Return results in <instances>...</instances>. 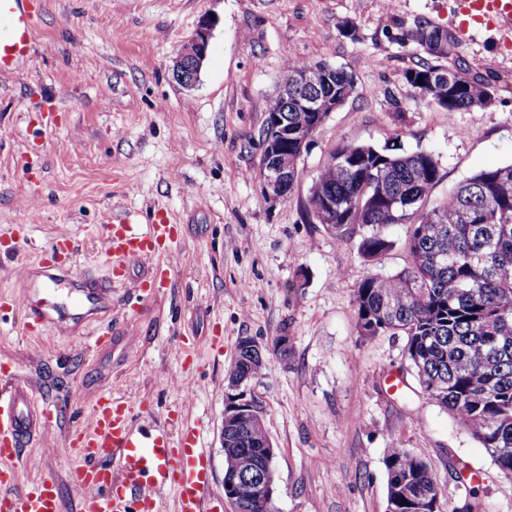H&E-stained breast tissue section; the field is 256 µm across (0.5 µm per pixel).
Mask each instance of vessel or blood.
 <instances>
[{
	"mask_svg": "<svg viewBox=\"0 0 512 512\" xmlns=\"http://www.w3.org/2000/svg\"><path fill=\"white\" fill-rule=\"evenodd\" d=\"M453 19L460 30L490 33L503 48L512 47V0H455ZM36 19L29 0H0V76L29 53ZM177 227L162 211L146 224L115 216L104 226L102 249L112 258L114 283L131 284L137 299H150L170 275L177 244ZM67 236L57 237L42 249L39 263L50 282L76 284L61 256H74ZM139 256L150 259L149 273L128 281L126 263ZM20 314L24 334L37 335L50 318L39 298L23 303L0 302V314ZM51 412L38 408L25 389L13 386L0 391V512H60L56 486L44 477L25 488L17 486L16 460L25 444L39 438ZM73 445L82 463L75 476L79 512H160V494L174 490L178 512H222L217 499L208 497L212 470L202 429L185 426L179 440L156 434L138 438L134 421L123 399L106 395L93 406L86 426L76 429Z\"/></svg>",
	"mask_w": 512,
	"mask_h": 512,
	"instance_id": "1",
	"label": "vessel or blood"
}]
</instances>
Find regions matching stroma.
<instances>
[{
    "instance_id": "stroma-1",
    "label": "stroma",
    "mask_w": 512,
    "mask_h": 512,
    "mask_svg": "<svg viewBox=\"0 0 512 512\" xmlns=\"http://www.w3.org/2000/svg\"><path fill=\"white\" fill-rule=\"evenodd\" d=\"M449 0H30L33 47L0 76V297L42 288L54 320L40 335L0 322V360L32 401L56 411L25 447L20 484L53 476L61 512H77L75 427L96 401L126 398L137 428L177 437L202 426L224 496V385L240 337L266 349L254 383L273 442L277 512H386L392 446L424 459L449 512L479 498L512 512V478L448 413L430 404L405 339L363 341L353 295L368 268L354 244L308 221L305 201L332 147L394 143L439 160L435 198L480 170L512 163V59L486 33L456 34L449 63L496 86L484 107L450 113L405 80L426 53L406 35L447 27ZM213 21L193 89L172 64L202 18ZM323 61L355 90L298 163L287 201L260 192L261 130L284 67ZM166 212L178 257L154 297L110 287L98 247L109 214ZM77 245L73 270L102 301L72 317L68 290L40 284L39 250ZM111 327L104 348L84 336ZM287 337L288 355L273 350ZM468 469L473 480L459 478Z\"/></svg>"
}]
</instances>
